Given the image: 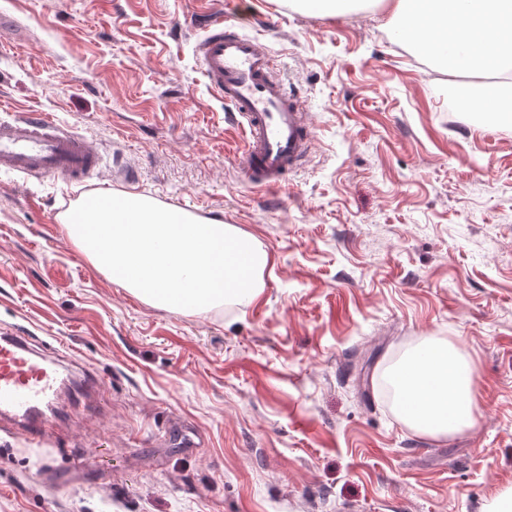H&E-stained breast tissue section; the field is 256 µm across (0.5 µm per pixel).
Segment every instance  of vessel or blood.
Returning <instances> with one entry per match:
<instances>
[{"mask_svg": "<svg viewBox=\"0 0 512 512\" xmlns=\"http://www.w3.org/2000/svg\"><path fill=\"white\" fill-rule=\"evenodd\" d=\"M201 72L212 93L232 106L240 123V161L250 185L275 192L297 169L312 138L299 100L275 75L267 49L228 26L223 14H209L197 46ZM98 149L45 112L0 119V169L26 178L63 175L83 181L98 171ZM58 353L35 346L17 330L0 335V425L24 431L42 443L57 419L62 390Z\"/></svg>", "mask_w": 512, "mask_h": 512, "instance_id": "vessel-or-blood-1", "label": "vessel or blood"}]
</instances>
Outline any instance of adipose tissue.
<instances>
[{
    "instance_id": "1",
    "label": "adipose tissue",
    "mask_w": 512,
    "mask_h": 512,
    "mask_svg": "<svg viewBox=\"0 0 512 512\" xmlns=\"http://www.w3.org/2000/svg\"><path fill=\"white\" fill-rule=\"evenodd\" d=\"M402 39L440 43L448 67L480 104L488 71L512 72V0H383ZM405 424L439 438L473 425L477 395L472 369L449 343L415 350L392 372Z\"/></svg>"
}]
</instances>
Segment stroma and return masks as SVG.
<instances>
[{
    "label": "stroma",
    "mask_w": 512,
    "mask_h": 512,
    "mask_svg": "<svg viewBox=\"0 0 512 512\" xmlns=\"http://www.w3.org/2000/svg\"><path fill=\"white\" fill-rule=\"evenodd\" d=\"M255 37L313 127L278 193L253 189L195 20ZM0 106L50 113L100 173L0 170V333L94 373L51 441L0 431V512H487L512 489V123L448 107L451 72L378 0H0ZM135 194L234 225L267 252L248 307H153L64 233L65 204ZM459 347L471 428L422 436L383 385L424 340ZM52 460L62 482L38 475Z\"/></svg>",
    "instance_id": "1"
}]
</instances>
